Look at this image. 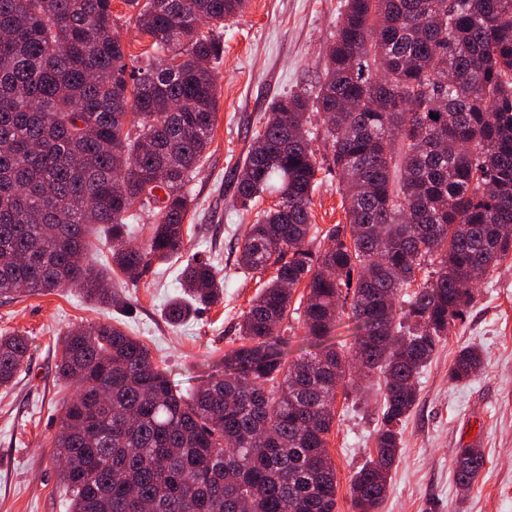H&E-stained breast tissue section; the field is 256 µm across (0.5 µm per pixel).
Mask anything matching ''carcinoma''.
Returning a JSON list of instances; mask_svg holds the SVG:
<instances>
[{
    "instance_id": "1",
    "label": "carcinoma",
    "mask_w": 512,
    "mask_h": 512,
    "mask_svg": "<svg viewBox=\"0 0 512 512\" xmlns=\"http://www.w3.org/2000/svg\"><path fill=\"white\" fill-rule=\"evenodd\" d=\"M123 2L150 40L132 67L112 0H0V298L76 287L116 302L106 275L85 264L99 224L127 276L186 250V187L217 119L218 34L248 0ZM324 162L342 175L346 223L322 250L311 204ZM267 194L278 205L256 211L237 264L276 275L243 313L245 344L224 377L185 396L118 326L61 339L58 372L77 389L52 460L71 512H335L327 435L354 368L378 376L383 402L351 500L378 512L419 375L462 318L472 272L512 255V0H345L318 90L276 100L236 170L242 209ZM145 209L149 238L125 244ZM180 285L172 324L223 293L216 268L196 257ZM346 312L358 333L345 353L326 337ZM292 313L319 350L288 364ZM27 352L24 337L0 336V386ZM483 368V353L463 348L448 378L468 383ZM483 466L481 449H457L456 483L471 487Z\"/></svg>"
}]
</instances>
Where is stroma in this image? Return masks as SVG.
I'll return each mask as SVG.
<instances>
[{"label": "stroma", "mask_w": 512, "mask_h": 512, "mask_svg": "<svg viewBox=\"0 0 512 512\" xmlns=\"http://www.w3.org/2000/svg\"><path fill=\"white\" fill-rule=\"evenodd\" d=\"M343 4L249 0L242 16L224 23V53L215 71L219 110L203 166L188 185L193 208L186 219L187 254L219 269L221 303L170 324L165 310L181 292L180 264L153 263L134 279L110 271L102 228L95 230L98 242L85 262L110 271L116 304L99 305L74 287L0 298V335L17 333L29 344L16 377L0 386V512H69L51 461L62 406L75 391L57 372L59 338L66 331L94 321L121 323L186 393L221 373L241 346L239 321L261 283L236 263L254 214L236 203L234 175L272 102L316 86ZM320 178L312 221L326 231L346 218L339 175L328 169ZM465 346L482 348L487 365L471 382L455 383L448 368ZM380 405L374 389L336 396L327 437L338 479L336 512H353L350 480L374 446ZM472 443L482 449L486 464L465 491L455 482L454 458L457 448ZM400 448L379 512H512V256L481 278L463 319L423 368Z\"/></svg>", "instance_id": "1"}]
</instances>
